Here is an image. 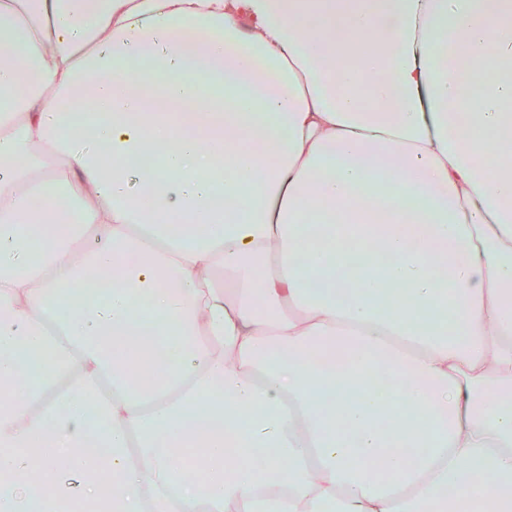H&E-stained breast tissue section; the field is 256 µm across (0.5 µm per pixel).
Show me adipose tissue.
<instances>
[{"mask_svg":"<svg viewBox=\"0 0 512 512\" xmlns=\"http://www.w3.org/2000/svg\"><path fill=\"white\" fill-rule=\"evenodd\" d=\"M511 150L512 0H0V512H512Z\"/></svg>","mask_w":512,"mask_h":512,"instance_id":"obj_1","label":"adipose tissue"}]
</instances>
